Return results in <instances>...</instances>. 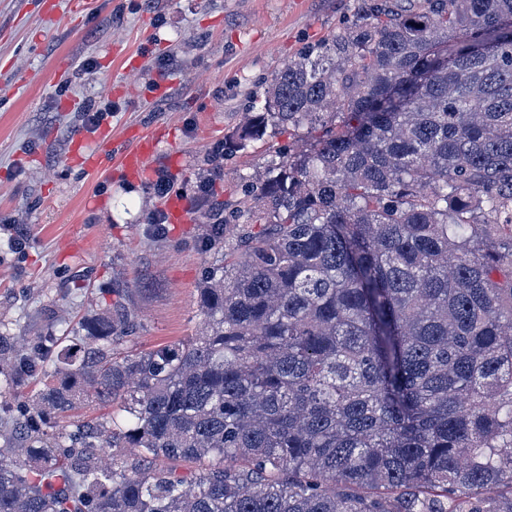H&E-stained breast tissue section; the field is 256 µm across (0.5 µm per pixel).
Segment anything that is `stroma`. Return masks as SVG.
I'll return each mask as SVG.
<instances>
[{"label": "stroma", "instance_id": "1", "mask_svg": "<svg viewBox=\"0 0 512 512\" xmlns=\"http://www.w3.org/2000/svg\"><path fill=\"white\" fill-rule=\"evenodd\" d=\"M358 0H0V332L36 342L118 306L136 355L195 335L198 288L247 179L293 143L281 128L223 161L212 152L264 103V82L334 32ZM99 125L83 108L100 98ZM156 146L139 175L121 159ZM95 147L97 170L74 156ZM185 224H156L167 197Z\"/></svg>", "mask_w": 512, "mask_h": 512}]
</instances>
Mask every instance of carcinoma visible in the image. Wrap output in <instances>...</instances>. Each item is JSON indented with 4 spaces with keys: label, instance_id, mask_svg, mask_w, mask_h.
I'll list each match as a JSON object with an SVG mask.
<instances>
[{
    "label": "carcinoma",
    "instance_id": "1",
    "mask_svg": "<svg viewBox=\"0 0 512 512\" xmlns=\"http://www.w3.org/2000/svg\"><path fill=\"white\" fill-rule=\"evenodd\" d=\"M270 125L319 135L210 225L196 335H0V512H512V0H361ZM89 391L123 421L56 430Z\"/></svg>",
    "mask_w": 512,
    "mask_h": 512
}]
</instances>
